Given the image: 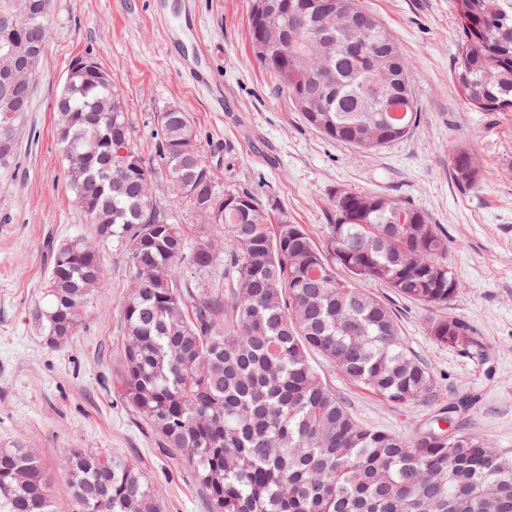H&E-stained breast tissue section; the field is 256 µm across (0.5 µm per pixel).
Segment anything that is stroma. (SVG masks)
<instances>
[{
  "label": "stroma",
  "mask_w": 512,
  "mask_h": 512,
  "mask_svg": "<svg viewBox=\"0 0 512 512\" xmlns=\"http://www.w3.org/2000/svg\"><path fill=\"white\" fill-rule=\"evenodd\" d=\"M151 0H51V35L33 80L18 150L0 169V448H31L51 478L56 512H71L60 469L71 448L123 457L159 483L166 512H208L190 468L149 434L115 390L122 368L120 307L129 292L122 250L100 245L105 281L77 334L52 347L32 312L41 301L53 244L90 226L71 199L56 134L55 104L80 57L117 80L134 142L152 172L157 202L170 201L154 151L158 113L189 112L199 148L220 186L272 196L322 241L331 193L380 191L428 214L448 237L462 284L449 315L470 328L476 349L429 335V310L391 300L406 346L433 372L434 402L395 406L314 357L318 375L362 423L410 440L440 423L449 401L466 431L512 458V112H480L451 80L457 20L453 0H362L395 34L419 80L418 118L409 135L361 153L305 125L275 77L250 50V0H187L188 19L210 43L223 100L195 89L168 55ZM470 147L488 171L478 188H459L449 156Z\"/></svg>",
  "instance_id": "1"
}]
</instances>
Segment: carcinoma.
Here are the masks:
<instances>
[{"instance_id":"cac0c4a2","label":"carcinoma","mask_w":512,"mask_h":512,"mask_svg":"<svg viewBox=\"0 0 512 512\" xmlns=\"http://www.w3.org/2000/svg\"><path fill=\"white\" fill-rule=\"evenodd\" d=\"M324 0H270L276 35L260 63L277 77L305 124L325 138L374 152L415 126L416 76L386 25L360 0L349 17ZM459 39L453 81L480 112H512V0H454ZM27 15L34 44L50 35V0H0V56ZM316 34L336 44L301 51ZM407 76L386 112L373 77ZM32 85L0 84V168L10 166ZM58 140L66 182L102 242L121 246L131 289L121 305L126 336L118 395L192 469L209 512H512V458L461 426L408 442L371 429L316 373L312 356L393 405L435 396L433 373L401 336L374 282L437 311L428 332L444 346H475L447 315L461 282L448 237L423 211L389 195L336 190L318 246L274 201L219 185L189 113L158 115L156 152L175 208L149 190L151 170L134 144L115 83L88 75L62 89ZM454 182L475 189L486 171L466 147L449 157ZM186 205L224 235L178 223ZM224 266V290L192 285L189 268ZM104 283L96 246L76 237L52 250L34 317L46 344L75 335ZM75 512H165L161 486L118 456L80 448L64 455ZM0 512H53L50 479L27 448H0Z\"/></svg>"}]
</instances>
